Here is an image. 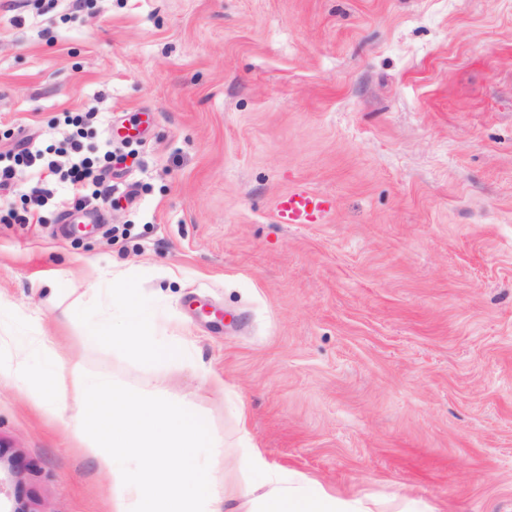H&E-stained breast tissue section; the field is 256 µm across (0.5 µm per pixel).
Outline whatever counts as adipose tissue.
<instances>
[{
	"label": "adipose tissue",
	"instance_id": "obj_1",
	"mask_svg": "<svg viewBox=\"0 0 512 512\" xmlns=\"http://www.w3.org/2000/svg\"><path fill=\"white\" fill-rule=\"evenodd\" d=\"M123 305V328L98 325L90 339L126 347L152 363L186 358L184 343L155 339L134 288L125 289ZM2 377L23 380L30 398L69 413L76 437L94 432L86 450L109 475L112 512H244L233 505L220 467L199 461L205 427L183 403L124 391L65 365L34 376L19 353L0 357ZM235 464L255 476L245 512H370L362 501L339 499L322 485L262 467L250 453Z\"/></svg>",
	"mask_w": 512,
	"mask_h": 512
}]
</instances>
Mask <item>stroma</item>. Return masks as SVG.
Listing matches in <instances>:
<instances>
[{"mask_svg": "<svg viewBox=\"0 0 512 512\" xmlns=\"http://www.w3.org/2000/svg\"><path fill=\"white\" fill-rule=\"evenodd\" d=\"M90 108L87 144L128 156L105 223H62L65 183L29 224L27 185L0 196V332L32 371L191 401L206 463L512 512V0H0V152ZM297 187L330 215L279 223ZM122 270L187 359L88 340ZM0 512H111L69 419L9 380Z\"/></svg>", "mask_w": 512, "mask_h": 512, "instance_id": "obj_1", "label": "stroma"}]
</instances>
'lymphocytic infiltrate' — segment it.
<instances>
[{"instance_id":"lymphocytic-infiltrate-1","label":"lymphocytic infiltrate","mask_w":512,"mask_h":512,"mask_svg":"<svg viewBox=\"0 0 512 512\" xmlns=\"http://www.w3.org/2000/svg\"><path fill=\"white\" fill-rule=\"evenodd\" d=\"M92 112H79L69 117L72 133L57 145L41 148L29 137L18 140L16 149L0 152V192L13 191L28 175H36L26 201L28 210L14 214L16 223H29L35 209L46 204L54 193L58 181L70 183L74 190L72 204L80 207L87 197H94L103 204L112 202L109 175L114 156L111 151L96 154L84 142L83 127L92 119Z\"/></svg>"}]
</instances>
